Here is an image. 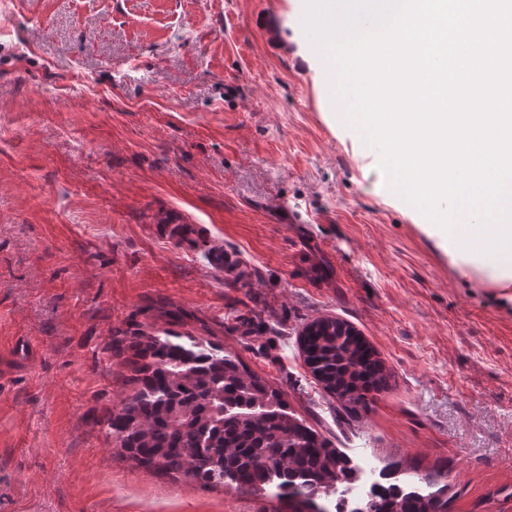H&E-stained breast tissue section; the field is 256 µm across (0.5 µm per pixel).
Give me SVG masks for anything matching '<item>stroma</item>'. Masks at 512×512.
Here are the masks:
<instances>
[{"instance_id": "obj_1", "label": "stroma", "mask_w": 512, "mask_h": 512, "mask_svg": "<svg viewBox=\"0 0 512 512\" xmlns=\"http://www.w3.org/2000/svg\"><path fill=\"white\" fill-rule=\"evenodd\" d=\"M304 0H0V512H295L105 437L113 333L168 302L280 392L356 488L512 512V293L453 264L331 99ZM175 221L195 245L158 235ZM232 259L218 266L214 252ZM256 311L251 325L240 314ZM349 322L391 374L344 409L305 366Z\"/></svg>"}]
</instances>
